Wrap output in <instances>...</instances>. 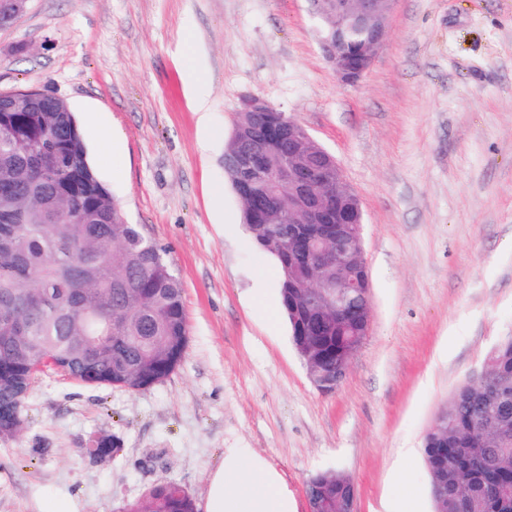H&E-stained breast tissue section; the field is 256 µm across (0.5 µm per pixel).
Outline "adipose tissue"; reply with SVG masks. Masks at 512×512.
Segmentation results:
<instances>
[{
  "mask_svg": "<svg viewBox=\"0 0 512 512\" xmlns=\"http://www.w3.org/2000/svg\"><path fill=\"white\" fill-rule=\"evenodd\" d=\"M206 512H292V502L263 458L237 449L209 477Z\"/></svg>",
  "mask_w": 512,
  "mask_h": 512,
  "instance_id": "adipose-tissue-1",
  "label": "adipose tissue"
}]
</instances>
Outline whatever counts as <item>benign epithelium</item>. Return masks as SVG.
Masks as SVG:
<instances>
[{"label": "benign epithelium", "instance_id": "obj_1", "mask_svg": "<svg viewBox=\"0 0 512 512\" xmlns=\"http://www.w3.org/2000/svg\"><path fill=\"white\" fill-rule=\"evenodd\" d=\"M396 0H358L348 9L345 0H336V38L322 46L325 58L335 67L341 81L353 84L371 67L385 37ZM27 7V0L0 3V28L10 25ZM359 29L364 43L353 51L343 49L347 33ZM238 118L242 136H252L261 124L266 139L261 159L245 149L234 160L240 193L260 196L271 209H279L288 196V239L307 240L314 254L305 267L304 283L312 305L324 304L336 311V329L349 337V348L336 358V365L321 377H311L316 388L329 394L346 374L355 352L371 331L369 274L362 237L363 212L357 195L346 186L336 159L301 126L284 118L269 103L257 98L241 102ZM332 265L340 274L318 282L317 269ZM436 416L428 434V447L448 452V441ZM344 512H356L357 489L346 481L340 489Z\"/></svg>", "mask_w": 512, "mask_h": 512}]
</instances>
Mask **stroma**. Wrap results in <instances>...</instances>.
<instances>
[{
	"mask_svg": "<svg viewBox=\"0 0 512 512\" xmlns=\"http://www.w3.org/2000/svg\"><path fill=\"white\" fill-rule=\"evenodd\" d=\"M319 39L308 0H30L0 30V92L54 93L83 124L108 114L112 151L91 140L88 158L163 249L189 327L179 367L146 389L39 375L24 429L0 437V512H37L46 491L122 512L162 480L205 512L233 448L265 459L295 512L321 470L353 480L357 512H434L423 438L512 336V0H396L354 84ZM246 95L329 151L363 210L372 329L329 394L292 346L276 262L224 173ZM99 435L122 454L90 459Z\"/></svg>",
	"mask_w": 512,
	"mask_h": 512,
	"instance_id": "obj_1",
	"label": "stroma"
}]
</instances>
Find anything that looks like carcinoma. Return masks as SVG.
<instances>
[{
    "label": "carcinoma",
    "instance_id": "1",
    "mask_svg": "<svg viewBox=\"0 0 512 512\" xmlns=\"http://www.w3.org/2000/svg\"><path fill=\"white\" fill-rule=\"evenodd\" d=\"M322 36L336 26L333 3H312ZM246 230L272 254L280 270L279 293L292 342L308 359L328 367L345 350L336 315L304 316L306 299L288 288L306 258L300 242L284 243L277 214ZM104 336L90 348L85 337ZM189 339L183 287L162 249L126 222L122 206L92 171L78 122L54 96L0 95V425L19 433L23 413L6 379L30 384L44 352L59 371L90 387L140 390L167 379L179 366ZM488 379L512 375V343L490 354ZM481 380L453 393L448 415V456L422 448L435 512H512V398L479 406ZM495 449L488 465L486 449ZM340 471L312 475L322 489L319 512H338ZM124 512H195L180 486L160 481Z\"/></svg>",
    "mask_w": 512,
    "mask_h": 512
}]
</instances>
